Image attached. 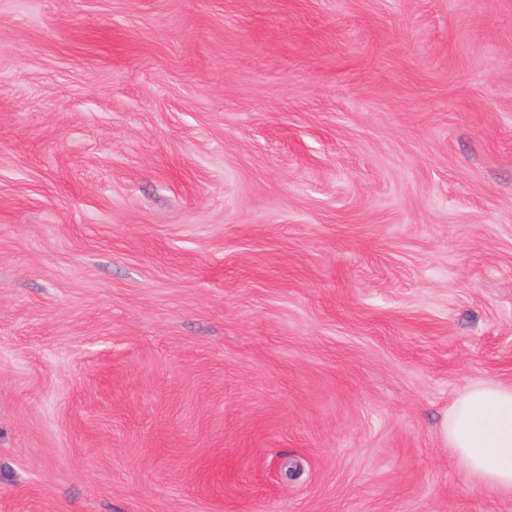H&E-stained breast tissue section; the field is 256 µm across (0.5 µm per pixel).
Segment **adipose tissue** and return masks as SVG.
I'll list each match as a JSON object with an SVG mask.
<instances>
[{
  "label": "adipose tissue",
  "mask_w": 512,
  "mask_h": 512,
  "mask_svg": "<svg viewBox=\"0 0 512 512\" xmlns=\"http://www.w3.org/2000/svg\"><path fill=\"white\" fill-rule=\"evenodd\" d=\"M448 444L486 488L512 494V387L466 386L448 409Z\"/></svg>",
  "instance_id": "1"
}]
</instances>
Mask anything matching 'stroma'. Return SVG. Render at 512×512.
<instances>
[{"label":"stroma","instance_id":"35a3bbf8","mask_svg":"<svg viewBox=\"0 0 512 512\" xmlns=\"http://www.w3.org/2000/svg\"><path fill=\"white\" fill-rule=\"evenodd\" d=\"M512 0H0V512H512ZM448 444L486 488L512 494V387L466 386L448 409Z\"/></svg>","mask_w":512,"mask_h":512}]
</instances>
